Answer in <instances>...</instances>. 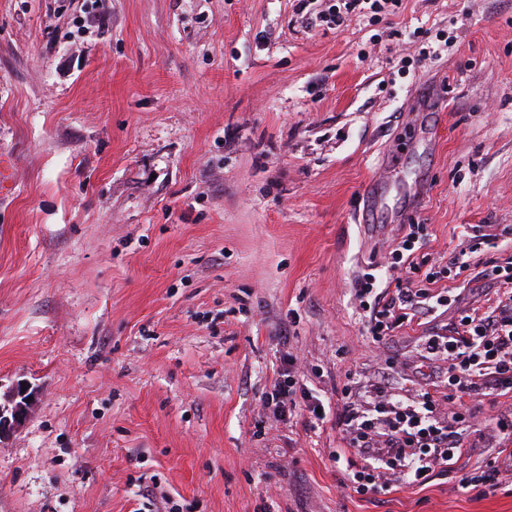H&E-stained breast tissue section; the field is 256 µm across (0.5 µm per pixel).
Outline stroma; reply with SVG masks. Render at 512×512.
Listing matches in <instances>:
<instances>
[{
	"instance_id": "1",
	"label": "stroma",
	"mask_w": 512,
	"mask_h": 512,
	"mask_svg": "<svg viewBox=\"0 0 512 512\" xmlns=\"http://www.w3.org/2000/svg\"><path fill=\"white\" fill-rule=\"evenodd\" d=\"M297 3L0 0V395L37 390L0 444V512H136L149 489L152 512H512V482L458 481L495 457L501 401L424 484L361 496L333 458L351 378L410 389L419 337L494 298L512 261V0H402L342 31ZM427 84L433 110L410 111ZM402 212L423 269L467 250L441 281L464 300L380 358L354 293L385 278ZM476 224L507 233L476 244ZM291 354L322 424L264 405Z\"/></svg>"
}]
</instances>
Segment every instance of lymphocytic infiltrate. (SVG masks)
Listing matches in <instances>:
<instances>
[{
    "label": "lymphocytic infiltrate",
    "mask_w": 512,
    "mask_h": 512,
    "mask_svg": "<svg viewBox=\"0 0 512 512\" xmlns=\"http://www.w3.org/2000/svg\"><path fill=\"white\" fill-rule=\"evenodd\" d=\"M384 0H326L318 11L327 28L344 30L354 16L379 14ZM440 272L424 280H397L395 288H379L374 274H364L356 290L359 307L367 312L374 342L384 344L396 329L457 303V296L438 288ZM492 281L500 289L497 305L462 315L449 329L424 338L418 356L421 370L407 396L395 394L385 376L344 389L336 409L345 460L347 487L358 494L389 491L394 484L418 485L433 474L453 471L471 445L461 427L475 417V408L490 396L512 398V268L494 266ZM447 363L445 378L434 377L425 364ZM266 395L277 420H288L297 400L307 397L296 358Z\"/></svg>",
    "instance_id": "1"
}]
</instances>
